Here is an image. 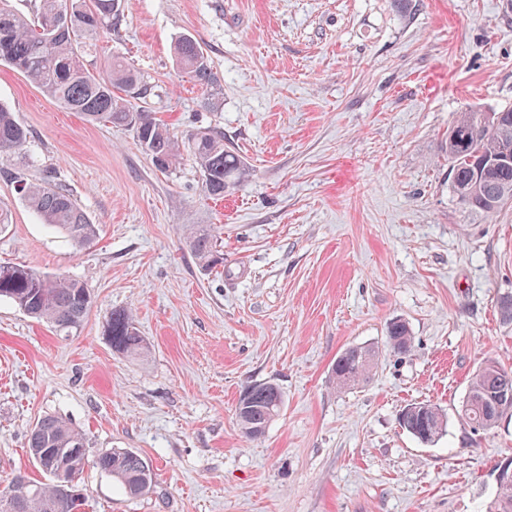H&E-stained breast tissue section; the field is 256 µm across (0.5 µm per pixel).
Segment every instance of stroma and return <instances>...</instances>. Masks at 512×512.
I'll list each match as a JSON object with an SVG mask.
<instances>
[{
    "instance_id": "1",
    "label": "stroma",
    "mask_w": 512,
    "mask_h": 512,
    "mask_svg": "<svg viewBox=\"0 0 512 512\" xmlns=\"http://www.w3.org/2000/svg\"><path fill=\"white\" fill-rule=\"evenodd\" d=\"M202 46L209 90L171 53ZM122 57L180 138L211 128L251 175L208 198L191 160L158 171L133 131L87 121L0 65V105L29 134L0 161V262L82 280L69 336L0 300V491L44 481L27 453L39 417L81 430L90 455L140 454L154 483L125 495L86 467L85 512H484L512 460V419L473 429L462 405L489 360L512 367V204L493 217L453 196L445 144L459 113L512 109V0H122L89 62ZM52 177L97 239L74 248L27 208L17 179ZM187 224L218 231L205 271ZM132 310L145 357L112 350L105 318ZM404 321L409 353L387 346ZM372 378L330 383L347 347ZM277 384L280 415L242 437L237 402ZM430 402L424 444L397 417ZM399 425L414 438L423 441L429 433L432 443L447 429V419L442 411L428 402H416L405 406L398 416Z\"/></svg>"
}]
</instances>
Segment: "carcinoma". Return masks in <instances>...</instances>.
<instances>
[{
  "label": "carcinoma",
  "mask_w": 512,
  "mask_h": 512,
  "mask_svg": "<svg viewBox=\"0 0 512 512\" xmlns=\"http://www.w3.org/2000/svg\"><path fill=\"white\" fill-rule=\"evenodd\" d=\"M120 0H39L28 19L0 0V64L19 71L60 106L82 114L86 119L133 130L142 149L155 167L171 171L188 155L196 165L206 195L222 199L250 176L240 155L224 148V133L200 131L187 140L178 139L155 113L133 101L147 96L148 87L120 58L112 59L107 75L88 68L85 57L93 50L94 34L119 21ZM176 64L198 84L209 86L214 78L199 43L188 35L176 38L173 47ZM498 126L484 124L481 113H460L448 131L445 153L451 171L448 178L456 199L475 214L493 216L512 202V163L478 173V165L491 160L503 144L512 146V109L499 111ZM29 133L0 105V158L26 153ZM20 193L25 204L44 223L64 233L81 248L97 236V225L71 197L49 179L23 182ZM186 244L199 266L211 269L218 264L214 229L209 224L185 225ZM14 302L28 315L52 324L68 336L84 322L92 307V295L80 280L69 276H48L15 263H0V298ZM112 349L128 356L147 351L131 311L116 309L104 325ZM391 351L406 354L412 349V336L406 323L395 321L388 328ZM376 367L375 351L349 347L337 357L331 381L339 390L350 389L369 380ZM252 400L236 406L241 433L251 439L265 432L279 416L284 402L280 387L269 382L252 386ZM512 393V368L488 361L472 376L463 404L465 420L475 429L498 424L499 392ZM399 425L418 440L433 442L447 429L442 411L428 402L405 406ZM32 460L44 452L63 453L65 478L49 476L50 482L33 484L20 478L8 494H0V507L12 505L9 512H82L86 497L80 480L89 463L84 434L69 422L47 414L32 425L27 434ZM94 464L117 479L133 497L147 493L153 484L150 465L137 452L114 448L97 455ZM487 512H512V475L497 479V490Z\"/></svg>",
  "instance_id": "1"
}]
</instances>
